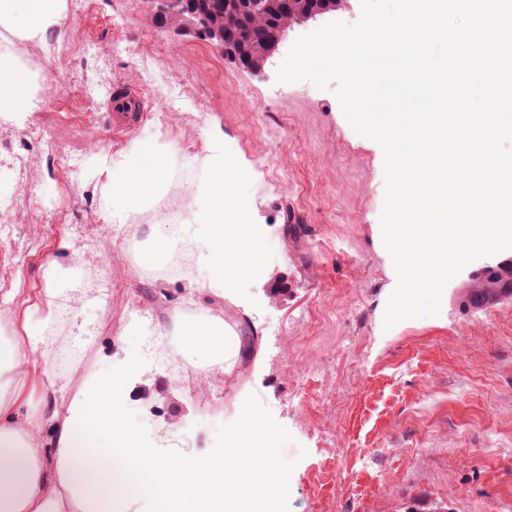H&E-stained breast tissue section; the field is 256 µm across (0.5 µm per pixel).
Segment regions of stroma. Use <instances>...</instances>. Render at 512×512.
Masks as SVG:
<instances>
[{"instance_id":"obj_1","label":"stroma","mask_w":512,"mask_h":512,"mask_svg":"<svg viewBox=\"0 0 512 512\" xmlns=\"http://www.w3.org/2000/svg\"><path fill=\"white\" fill-rule=\"evenodd\" d=\"M68 13L53 59L26 52L47 76L46 108L21 129L0 122V295L43 307L47 270H62L55 303L70 317L60 334L90 336L83 371L111 377L146 441L207 457L256 413L287 476L278 512H512V299L472 310L448 287L438 315L385 328L397 275L381 233L383 151L354 132L333 90L276 80L319 21L289 30L255 73L162 25L150 0H68ZM146 54L158 80L142 75ZM76 61L79 87L68 74ZM125 88L143 94V122L163 138L197 152L222 134L225 153L252 172L240 194L265 236L264 272L214 307L253 350L227 373L183 362L189 386L145 346L165 343L156 320L188 286L212 287L209 248L192 276L141 275L84 172L90 147L133 137L113 125L112 98Z\"/></svg>"}]
</instances>
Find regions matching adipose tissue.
Wrapping results in <instances>:
<instances>
[{
  "instance_id": "ef3b65f1",
  "label": "adipose tissue",
  "mask_w": 512,
  "mask_h": 512,
  "mask_svg": "<svg viewBox=\"0 0 512 512\" xmlns=\"http://www.w3.org/2000/svg\"><path fill=\"white\" fill-rule=\"evenodd\" d=\"M68 17L67 0H0V118L24 125L47 92L46 79L28 65L36 47L52 55V36ZM183 147L142 129L117 152H94L86 165L102 193L104 224H128L166 195ZM202 165L210 174L206 225L216 280L232 288L261 270L264 240L250 226L238 184L249 170L224 155L215 136ZM142 271L158 268L172 247L162 222L141 227ZM55 290L47 288L41 312L23 311L19 322L0 323V512H129L133 500L162 498L165 512H276L286 483L276 466L277 441L263 421L246 413L227 438L224 456L204 458L185 448L146 445L124 419V401L111 383L82 376L77 392L50 382L38 368L57 321ZM185 300L195 315L173 311L161 325L176 350L197 369L232 366L240 350L221 316L202 306L200 289ZM102 407L89 415L87 401Z\"/></svg>"
}]
</instances>
